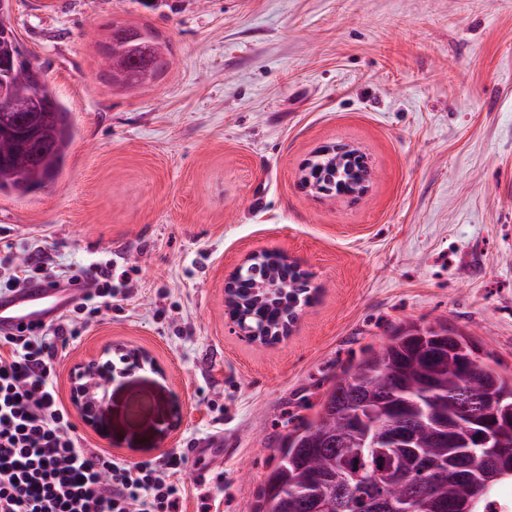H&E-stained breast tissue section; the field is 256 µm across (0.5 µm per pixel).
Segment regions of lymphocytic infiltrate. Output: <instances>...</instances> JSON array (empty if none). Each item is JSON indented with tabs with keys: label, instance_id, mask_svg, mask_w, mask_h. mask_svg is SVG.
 I'll use <instances>...</instances> for the list:
<instances>
[{
	"label": "lymphocytic infiltrate",
	"instance_id": "lymphocytic-infiltrate-1",
	"mask_svg": "<svg viewBox=\"0 0 512 512\" xmlns=\"http://www.w3.org/2000/svg\"><path fill=\"white\" fill-rule=\"evenodd\" d=\"M85 277L88 291L56 321L0 334V512H180L181 489L171 476L184 457L129 465L82 446L55 391V342L78 336L115 296L111 265L89 266ZM73 281L38 248L26 266L0 280V294Z\"/></svg>",
	"mask_w": 512,
	"mask_h": 512
}]
</instances>
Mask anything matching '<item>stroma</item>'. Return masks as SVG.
<instances>
[{
	"label": "stroma",
	"mask_w": 512,
	"mask_h": 512,
	"mask_svg": "<svg viewBox=\"0 0 512 512\" xmlns=\"http://www.w3.org/2000/svg\"><path fill=\"white\" fill-rule=\"evenodd\" d=\"M27 54L72 111L59 178L0 195V259L130 273L56 346V392L90 357L150 354L109 385L82 443L188 461L183 512H254L288 425L405 322L447 321L512 375V0H13ZM166 44L117 90L113 26ZM373 171L363 198L298 180L322 145ZM283 251L318 292L274 346L233 332L224 277Z\"/></svg>",
	"instance_id": "obj_1"
}]
</instances>
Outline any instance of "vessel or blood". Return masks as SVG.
Wrapping results in <instances>:
<instances>
[{
  "label": "vessel or blood",
  "mask_w": 512,
  "mask_h": 512,
  "mask_svg": "<svg viewBox=\"0 0 512 512\" xmlns=\"http://www.w3.org/2000/svg\"><path fill=\"white\" fill-rule=\"evenodd\" d=\"M75 287L52 288L30 285L0 297V332L18 333L34 324H46L68 309L81 296Z\"/></svg>",
  "instance_id": "b4317fda"
}]
</instances>
